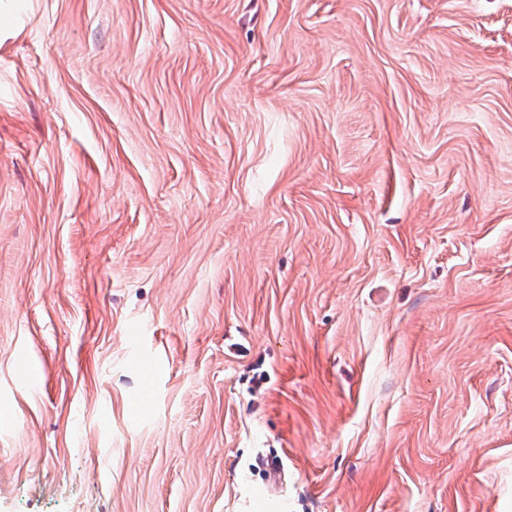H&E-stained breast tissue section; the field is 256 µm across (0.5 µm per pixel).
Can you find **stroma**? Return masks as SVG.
Here are the masks:
<instances>
[{
	"label": "stroma",
	"instance_id": "1",
	"mask_svg": "<svg viewBox=\"0 0 512 512\" xmlns=\"http://www.w3.org/2000/svg\"><path fill=\"white\" fill-rule=\"evenodd\" d=\"M0 512H512V0H0Z\"/></svg>",
	"mask_w": 512,
	"mask_h": 512
}]
</instances>
